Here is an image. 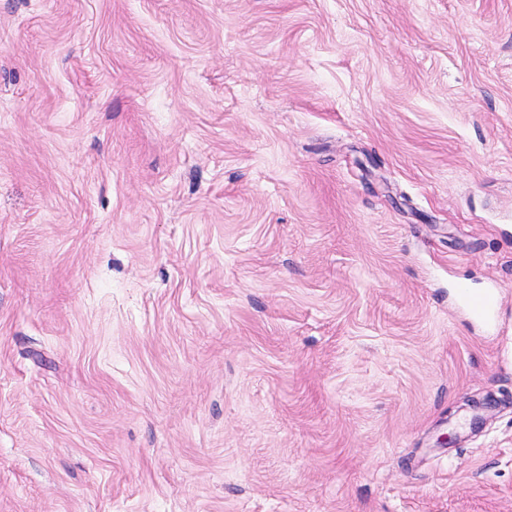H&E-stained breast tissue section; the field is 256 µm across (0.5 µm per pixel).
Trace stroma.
I'll list each match as a JSON object with an SVG mask.
<instances>
[{"label": "stroma", "mask_w": 512, "mask_h": 512, "mask_svg": "<svg viewBox=\"0 0 512 512\" xmlns=\"http://www.w3.org/2000/svg\"><path fill=\"white\" fill-rule=\"evenodd\" d=\"M0 512H512V0H0Z\"/></svg>", "instance_id": "35a3bbf8"}]
</instances>
